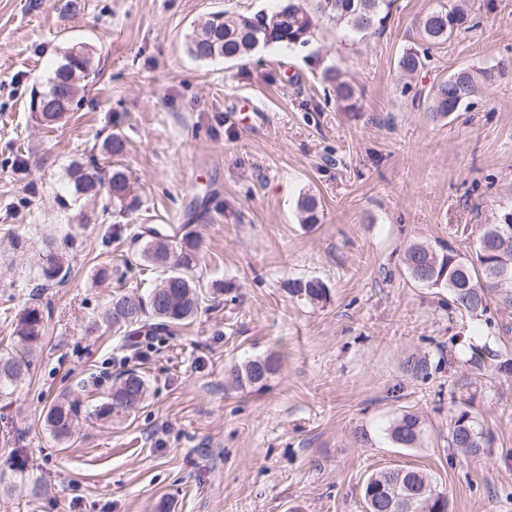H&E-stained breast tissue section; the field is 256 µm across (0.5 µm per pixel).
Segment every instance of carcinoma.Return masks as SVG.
Returning a JSON list of instances; mask_svg holds the SVG:
<instances>
[{"label": "carcinoma", "mask_w": 512, "mask_h": 512, "mask_svg": "<svg viewBox=\"0 0 512 512\" xmlns=\"http://www.w3.org/2000/svg\"><path fill=\"white\" fill-rule=\"evenodd\" d=\"M395 0H280L270 12L254 15L216 12L193 25L187 37V49L198 60L222 58L235 62L251 57L258 49L270 46L304 48L314 39L323 21H334L356 34L380 33L392 12ZM477 26L470 0H435L434 6L416 21L420 44L405 48L398 60L402 76L411 78L424 66L429 49L448 42L452 36ZM91 75L88 53L81 47L67 51L49 85L39 92L41 99L55 103L47 112L34 113L38 123L52 126L72 110L77 83ZM503 72L460 67L437 85L423 92L404 82L401 93H413L412 100H424L425 111L435 118L466 110L482 91ZM324 79L336 100L352 109L356 106L354 87L339 70H327ZM110 157L124 154V138L114 133L103 142ZM94 157L75 164L68 172L70 192L77 198H94L105 191L112 203L125 213L138 208L132 196L130 177L119 165L107 175ZM301 223L319 221L318 204L311 195L299 198ZM146 240L133 261L163 273L159 283L146 295L136 291L117 293L108 302L103 321L130 337L150 339L162 332L185 326L197 316L202 302L201 284L195 277L200 264V241L182 233L176 225L148 227ZM410 277L431 288H446L448 308L478 318L490 311V305L512 310V206L502 208L495 222L482 226L478 246L472 254L461 252L451 243L439 241L410 244L403 258ZM69 273L65 255L53 243L42 252L36 287L51 288L64 282ZM288 292L313 304L327 301L329 290L316 279L296 280ZM45 314L37 301L24 306L15 318L13 335L19 348L0 351V400L11 398L21 380L29 373L32 359L43 346ZM463 364L480 369L490 364L497 372L512 376V359L501 358L498 350L480 339L468 344ZM448 361L434 359L428 352L405 358L402 369L409 380L427 384L445 372ZM280 370L275 354L256 356L232 365L228 373L239 388L261 389ZM472 386L464 370L448 376V399L453 407L448 447L465 457L477 458L494 447L493 432L471 411L463 393ZM116 402L108 397L87 412L88 418L121 421L142 405L149 395L148 383L141 372L130 369L115 383ZM81 412L77 400H61L46 413L45 425L51 436L64 441L71 437ZM387 439L399 448H419L428 435L427 421L417 410H404L385 428ZM366 512H448V497L427 472L411 467L386 468L373 472L363 487Z\"/></svg>", "instance_id": "obj_1"}]
</instances>
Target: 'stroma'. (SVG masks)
Segmentation results:
<instances>
[{
    "instance_id": "35a3bbf8",
    "label": "stroma",
    "mask_w": 512,
    "mask_h": 512,
    "mask_svg": "<svg viewBox=\"0 0 512 512\" xmlns=\"http://www.w3.org/2000/svg\"><path fill=\"white\" fill-rule=\"evenodd\" d=\"M494 3L478 29L429 51L419 86L512 63V0ZM272 4L0 0V348L35 294L44 238L70 265L40 294L47 329L34 368L0 400V512H364L367 477L397 466L430 473L448 512H512V379L473 370L472 406L495 446L464 459L448 446L439 382L411 383L401 367L435 341L461 359L481 338L512 358V314L451 312L447 289L417 284L402 263L420 241L473 252L481 226L512 206V77L446 117L402 96L397 61L430 0H396L370 37L326 22L302 51L262 48L245 64L188 54L194 21ZM75 46L95 75L63 120L36 124L32 89ZM330 68L355 86L356 110L337 102ZM236 99L264 121L230 122ZM115 132L139 201L124 214L106 195L68 191L70 163L99 155ZM305 194L318 201L310 227L297 209ZM153 224L200 239L202 304L132 359L100 319L120 286L99 272L122 267ZM311 278L326 302L289 295V282ZM270 353L281 368L265 388L227 387L230 364ZM131 368L149 381L145 407L120 424L87 419ZM63 395L84 416L59 442L43 419ZM409 409L430 431L422 447L398 448L384 429Z\"/></svg>"
}]
</instances>
